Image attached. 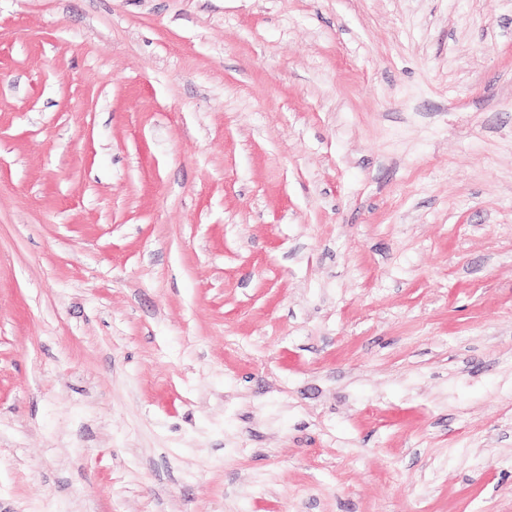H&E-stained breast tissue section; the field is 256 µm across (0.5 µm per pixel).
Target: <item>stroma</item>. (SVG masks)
I'll list each match as a JSON object with an SVG mask.
<instances>
[{
	"instance_id": "35a3bbf8",
	"label": "stroma",
	"mask_w": 512,
	"mask_h": 512,
	"mask_svg": "<svg viewBox=\"0 0 512 512\" xmlns=\"http://www.w3.org/2000/svg\"><path fill=\"white\" fill-rule=\"evenodd\" d=\"M0 512H512V0H0Z\"/></svg>"
}]
</instances>
